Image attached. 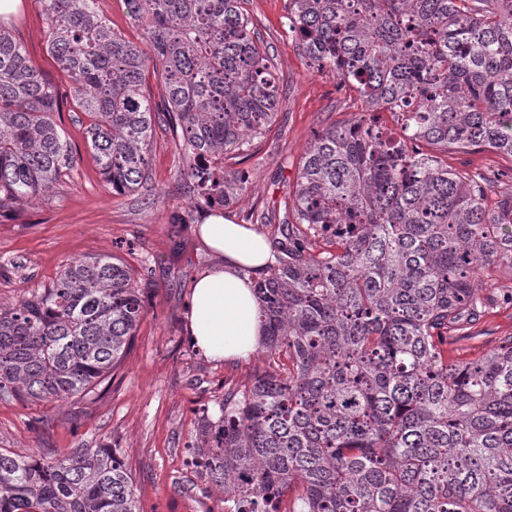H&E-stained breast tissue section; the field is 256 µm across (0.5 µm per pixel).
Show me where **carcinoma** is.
<instances>
[{
	"mask_svg": "<svg viewBox=\"0 0 512 512\" xmlns=\"http://www.w3.org/2000/svg\"><path fill=\"white\" fill-rule=\"evenodd\" d=\"M39 2L112 191L146 179L160 123L193 207L232 203L244 182L224 160L270 129L278 95L241 0H128L138 43L97 0ZM287 20L362 111L324 126L300 159L254 282L272 370L225 390L218 417L202 412L188 465L222 489L224 512H512V335L448 360L497 302L480 273L512 268V190L489 209L497 173L443 160L512 158V0H288ZM150 70L161 109L143 90ZM57 111L53 85L0 27V209L73 169ZM144 314L131 271L106 255L0 303V400L91 397ZM0 512L140 508L111 448L49 460L0 448Z\"/></svg>",
	"mask_w": 512,
	"mask_h": 512,
	"instance_id": "1",
	"label": "carcinoma"
}]
</instances>
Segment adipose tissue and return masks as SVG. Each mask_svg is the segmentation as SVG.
Here are the masks:
<instances>
[{"label": "adipose tissue", "instance_id": "adipose-tissue-1", "mask_svg": "<svg viewBox=\"0 0 512 512\" xmlns=\"http://www.w3.org/2000/svg\"><path fill=\"white\" fill-rule=\"evenodd\" d=\"M198 239L219 258L196 278L187 305L192 341L215 361L254 354L263 334L249 272L263 270L271 245L252 225L216 215L196 225Z\"/></svg>", "mask_w": 512, "mask_h": 512}]
</instances>
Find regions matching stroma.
<instances>
[{"instance_id":"stroma-1","label":"stroma","mask_w":512,"mask_h":512,"mask_svg":"<svg viewBox=\"0 0 512 512\" xmlns=\"http://www.w3.org/2000/svg\"><path fill=\"white\" fill-rule=\"evenodd\" d=\"M242 7L279 78L277 118L253 140L247 158L227 161L245 184L223 215L244 224L252 211L264 209L278 223L284 217L280 201L315 132L352 118L362 105L354 89L310 67L288 29V0H243ZM4 25L59 94H66L68 79L46 50L39 0H22ZM55 119L70 138L76 162L58 189L0 214V302L47 286L70 261L100 253L140 276L146 314L120 367L93 397L68 403L0 400V448L33 457L114 448L142 512H224L223 493L196 476L186 447L196 437L201 412L218 415L225 390L251 382L269 363L259 354L233 363L207 359L188 335L195 279L218 262L194 234L209 213L189 205L171 132L156 128L146 181L119 195L99 173L84 135L87 117L66 102ZM448 165L502 170L501 181L486 189L488 204L512 187V158L452 152ZM480 327L484 336L464 350H449V357L478 358L490 349L491 336L512 334V301L502 300Z\"/></svg>"}]
</instances>
